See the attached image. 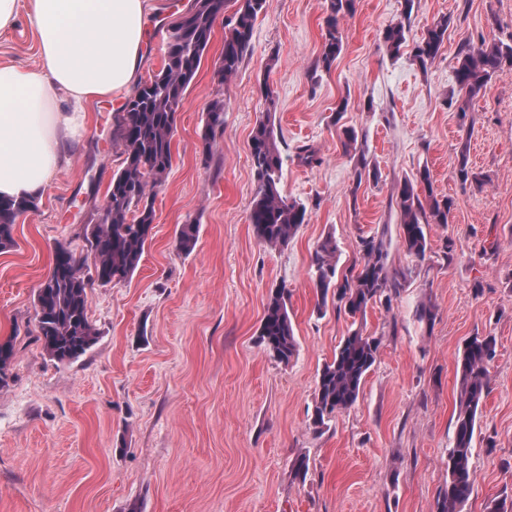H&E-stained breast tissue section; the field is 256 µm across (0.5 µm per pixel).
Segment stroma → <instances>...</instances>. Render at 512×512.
I'll return each instance as SVG.
<instances>
[{
  "mask_svg": "<svg viewBox=\"0 0 512 512\" xmlns=\"http://www.w3.org/2000/svg\"><path fill=\"white\" fill-rule=\"evenodd\" d=\"M142 79L158 73L166 28L189 0H153ZM328 0H268L237 73L220 80L227 17L214 33L177 112L174 163L155 197L156 217L139 268L125 283L95 278L84 228L88 198L104 199L121 168L122 101H92L88 126L65 168L14 226L0 252V338L16 357L0 387V512H437L448 479L460 373L469 337L497 339L489 393L472 449L474 492L465 512L512 501V74L493 79L459 118L453 70L464 38H512V0H356L340 20L343 49L317 67ZM448 18L439 55L413 57L434 22ZM406 22L408 47L391 55L390 25ZM0 61H39L26 17L0 34ZM276 100L283 157L280 189L305 204L285 247L264 245L249 215L250 138ZM225 103L211 151L201 135L214 99ZM379 180L359 178L343 129ZM320 161L302 165V146ZM478 174L461 185L460 153ZM429 168L453 201L447 225H430L433 258L392 307L352 319L319 307L311 254L326 235L337 270L361 260L360 235H385L390 269L411 263L392 196ZM199 224L194 250L176 249L180 224ZM73 251L89 281L93 349L62 365L38 341L34 297L57 245ZM285 286L297 353L281 364L258 341L272 288ZM433 306L431 328L415 318ZM380 341L357 403L314 429L318 375L351 325ZM309 459L306 480L291 470Z\"/></svg>",
  "mask_w": 512,
  "mask_h": 512,
  "instance_id": "35a3bbf8",
  "label": "stroma"
}]
</instances>
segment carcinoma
Here are the masks:
<instances>
[{"instance_id": "cac0c4a2", "label": "carcinoma", "mask_w": 512, "mask_h": 512, "mask_svg": "<svg viewBox=\"0 0 512 512\" xmlns=\"http://www.w3.org/2000/svg\"><path fill=\"white\" fill-rule=\"evenodd\" d=\"M355 0H329L324 20L321 63L330 70L343 48L340 17L354 9ZM229 0H194L193 8L171 22L164 65L152 79L138 85L124 105L119 143L125 155L124 167L112 175L106 203L94 214L95 224L85 228L87 252L94 257L96 279L102 284L129 280L142 261L152 224L155 221V195L173 163L176 114L200 67L213 35L216 17ZM234 22L224 35V78L233 76L249 51L254 23L267 6V0H235ZM448 31V18L429 27L415 42L413 57L421 64L436 58ZM403 22L383 33L388 51L396 55L407 43ZM512 74V42L465 39L460 48L454 80L458 88V112L466 117L471 99L494 77ZM268 112L257 120L251 136V162L256 188L250 223L257 238L268 245L285 246L305 222L306 206L282 195V157L277 146L271 109L275 106L270 88H263ZM224 124V101L214 100L206 113L203 136L205 149H211L210 134ZM454 174L458 181H478L469 165L466 151L458 156ZM395 203L400 229L413 265L398 271L388 266L384 235L359 237L361 263L342 278H336L337 245L333 236L320 241L311 257L312 279L321 305L331 299L337 312L351 318L363 316L369 306L392 308L407 281L418 267L431 259L427 228L445 225L453 201L434 186L429 168L416 178L397 185ZM29 199L0 200V251L14 246L15 220L19 210L34 208ZM199 225L182 224L177 231V249L190 253L195 247ZM86 280L77 260L65 246H57L49 273L35 296L38 340L47 355L61 364L77 361L97 343L98 334L88 319ZM284 287L270 293L262 318L259 340L267 352L281 363H288L297 352V341L288 315ZM497 342L491 335L474 336L465 344L460 367L458 411L452 448L448 449V481L439 494L437 512H464L473 493L471 457L477 414L488 394L487 364L496 356ZM379 341L356 328L340 341L331 361L325 363L315 389L313 424L322 428L336 413L351 408L358 400L365 376L374 365ZM16 355L14 340L0 339V382Z\"/></svg>"}]
</instances>
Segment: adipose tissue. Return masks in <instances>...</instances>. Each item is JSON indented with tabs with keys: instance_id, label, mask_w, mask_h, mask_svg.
Here are the masks:
<instances>
[{
	"instance_id": "obj_1",
	"label": "adipose tissue",
	"mask_w": 512,
	"mask_h": 512,
	"mask_svg": "<svg viewBox=\"0 0 512 512\" xmlns=\"http://www.w3.org/2000/svg\"><path fill=\"white\" fill-rule=\"evenodd\" d=\"M151 0H0V32L27 14L39 62L0 63V198L39 197L86 126L84 106L135 87Z\"/></svg>"
}]
</instances>
